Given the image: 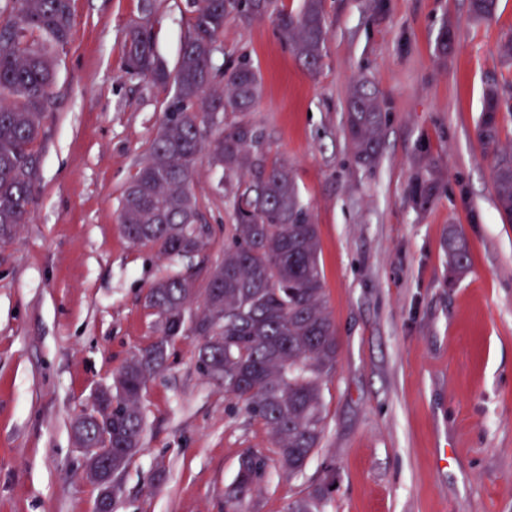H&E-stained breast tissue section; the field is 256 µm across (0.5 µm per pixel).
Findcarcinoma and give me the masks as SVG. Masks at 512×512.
<instances>
[{"label":"carcinoma","instance_id":"cac0c4a2","mask_svg":"<svg viewBox=\"0 0 512 512\" xmlns=\"http://www.w3.org/2000/svg\"><path fill=\"white\" fill-rule=\"evenodd\" d=\"M192 27L181 43L174 72L157 57L146 26L126 32L127 72L171 85L173 94L147 157L122 193L118 223L128 240L167 258L203 251L207 225L191 184L202 157L237 181L234 223L224 231V257L207 269V286L191 309L199 271L156 281L145 303L156 315V339L130 356L113 377L112 408L85 416L74 430L95 448L112 449V480L121 483L143 445L140 409L148 382L166 366L168 348L195 336L198 367L224 386L251 419L269 430L278 462L288 476L304 473L325 431L322 385L336 370V329L326 311L316 224L288 166L269 157L263 134L243 117L255 105L260 76L242 58L214 87V57L224 22L235 13L270 17L295 55L318 66L326 40L323 0H304L297 13L278 0H186ZM497 0H470L476 19L491 17ZM71 35L70 0H13L0 19V240L13 238L29 211L38 181L34 145L54 106L55 59ZM347 135L357 161L373 166L380 155L384 113L375 93L357 86L348 104ZM512 112L496 83L483 94L477 140L493 150L492 186L498 211L512 223V149L499 148L501 114ZM439 186L436 160L420 149L409 184L426 208ZM469 268L462 234L448 237L449 280ZM268 457L248 450L227 493L224 512H248L266 476ZM329 484L309 487L287 512H323Z\"/></svg>","mask_w":512,"mask_h":512}]
</instances>
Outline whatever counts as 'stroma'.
<instances>
[{
  "instance_id": "obj_1",
  "label": "stroma",
  "mask_w": 512,
  "mask_h": 512,
  "mask_svg": "<svg viewBox=\"0 0 512 512\" xmlns=\"http://www.w3.org/2000/svg\"><path fill=\"white\" fill-rule=\"evenodd\" d=\"M142 4L71 0L28 220L0 242V512H94L75 420L154 340L149 286L224 254L233 195L205 161L192 183L210 229L199 255L169 260L134 246L117 221L172 95L126 73L125 34L147 22L172 67L191 29L184 0H153L148 16ZM323 5L317 71L267 17H229L215 60L228 69L245 57L260 75L246 119L311 207L338 341L321 450L295 477L270 462L250 508L286 512L328 477L324 512H512V224L498 214L491 159L476 138L486 80L512 86L500 52L512 38V0H498L488 20L471 15L469 0ZM445 26L455 34L446 57L437 50ZM361 81L386 114L370 169L345 131ZM422 146L440 169L425 210L407 190ZM453 227L470 268L452 285ZM196 345L176 339L147 386L143 448L116 512H224L243 452L273 451L268 429L199 371Z\"/></svg>"
}]
</instances>
